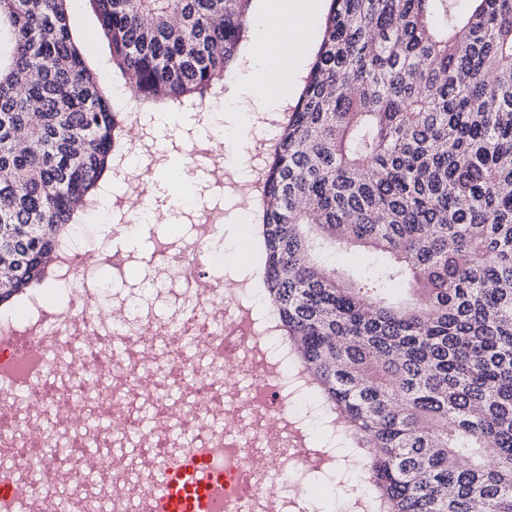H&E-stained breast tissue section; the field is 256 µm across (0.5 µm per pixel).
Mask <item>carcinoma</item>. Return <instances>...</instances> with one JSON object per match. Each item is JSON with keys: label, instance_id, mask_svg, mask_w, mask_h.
Here are the masks:
<instances>
[{"label": "carcinoma", "instance_id": "cac0c4a2", "mask_svg": "<svg viewBox=\"0 0 512 512\" xmlns=\"http://www.w3.org/2000/svg\"><path fill=\"white\" fill-rule=\"evenodd\" d=\"M71 0H0V307L54 276L129 140ZM133 100L201 105L250 0H89ZM330 0L251 190L276 331L369 512H512V0ZM380 253L371 273L316 261Z\"/></svg>", "mask_w": 512, "mask_h": 512}]
</instances>
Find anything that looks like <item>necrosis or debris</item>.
Wrapping results in <instances>:
<instances>
[{"label":"necrosis or debris","instance_id":"4bbe7bcc","mask_svg":"<svg viewBox=\"0 0 512 512\" xmlns=\"http://www.w3.org/2000/svg\"><path fill=\"white\" fill-rule=\"evenodd\" d=\"M223 238V224L212 220L191 244L159 255L156 281L183 280L194 294L169 323L146 327L133 299L103 311L100 274L123 271L129 258L117 248L88 250L75 237L55 261V305L35 296L25 317H0V352L12 369L0 379V463L44 462L50 480L27 471L21 479L48 512H146L151 477L173 455L172 415L159 398L165 385L151 372L159 363L176 368L193 396L180 419L193 447L224 451L222 512H314L304 483L289 495L272 489L271 476L320 472L331 460L308 443V416L294 411L304 390L286 371L287 345L276 341L270 318L255 314L239 281L224 276L214 249ZM15 336L52 337L54 349L76 357L60 381H49L45 360L12 344ZM201 358L223 367V376L198 372ZM147 403L154 406L148 428L141 422ZM111 418L119 436L99 427ZM134 434L140 440L128 464L115 448Z\"/></svg>","mask_w":512,"mask_h":512}]
</instances>
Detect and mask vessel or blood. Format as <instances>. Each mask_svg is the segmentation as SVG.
Returning <instances> with one entry per match:
<instances>
[{
	"label": "vessel or blood",
	"mask_w": 512,
	"mask_h": 512,
	"mask_svg": "<svg viewBox=\"0 0 512 512\" xmlns=\"http://www.w3.org/2000/svg\"><path fill=\"white\" fill-rule=\"evenodd\" d=\"M216 448H181L153 477V512H212L217 477L203 467ZM24 490L12 469L0 470V512H16Z\"/></svg>",
	"instance_id": "obj_1"
}]
</instances>
